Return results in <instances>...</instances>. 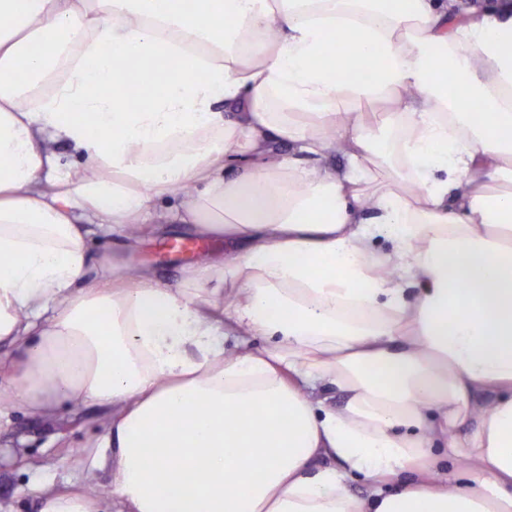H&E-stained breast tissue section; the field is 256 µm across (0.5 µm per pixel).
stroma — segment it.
I'll use <instances>...</instances> for the list:
<instances>
[{"instance_id":"35a3bbf8","label":"stroma","mask_w":512,"mask_h":512,"mask_svg":"<svg viewBox=\"0 0 512 512\" xmlns=\"http://www.w3.org/2000/svg\"><path fill=\"white\" fill-rule=\"evenodd\" d=\"M189 226L174 224L163 234L147 232L138 250L128 257L133 269L154 273L178 286L190 255L171 252L172 242L191 239ZM106 418L103 407L89 404L61 409L54 417L21 413L0 426V512H35L31 485L38 481L62 483L70 472L64 462L74 449L95 441Z\"/></svg>"}]
</instances>
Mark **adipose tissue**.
<instances>
[{
    "label": "adipose tissue",
    "mask_w": 512,
    "mask_h": 512,
    "mask_svg": "<svg viewBox=\"0 0 512 512\" xmlns=\"http://www.w3.org/2000/svg\"><path fill=\"white\" fill-rule=\"evenodd\" d=\"M511 95L504 0H0V423L112 410L38 512H512ZM134 224L229 249L172 288L90 252Z\"/></svg>",
    "instance_id": "1"
}]
</instances>
